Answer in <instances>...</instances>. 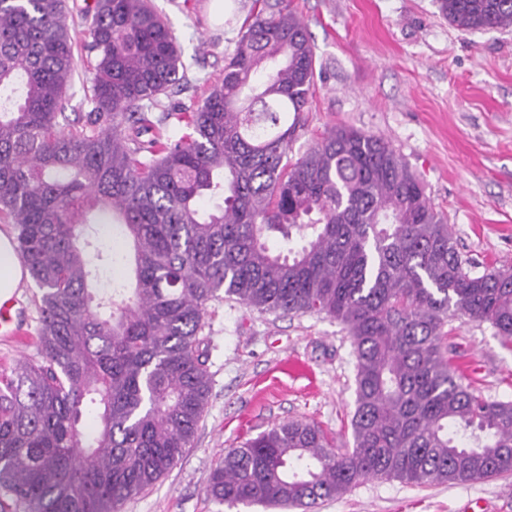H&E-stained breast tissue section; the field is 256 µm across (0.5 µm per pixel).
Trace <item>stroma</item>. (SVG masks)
<instances>
[{"label": "stroma", "instance_id": "stroma-1", "mask_svg": "<svg viewBox=\"0 0 512 512\" xmlns=\"http://www.w3.org/2000/svg\"><path fill=\"white\" fill-rule=\"evenodd\" d=\"M171 26L190 85L176 104L201 103L234 53L251 0H231L224 25L211 0H153ZM316 46L315 90L302 152L348 126L388 141L424 182L460 250L479 267L512 264V27L464 32L438 0H292ZM444 352L483 395L512 401V348L465 317L446 327ZM212 389L193 448L121 512H265L207 492L225 450L272 425H318L352 445L355 357L346 330L315 315L261 313L211 302L203 331ZM512 512V475L466 485L360 482L315 512Z\"/></svg>", "mask_w": 512, "mask_h": 512}]
</instances>
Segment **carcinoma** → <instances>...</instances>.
Returning a JSON list of instances; mask_svg holds the SVG:
<instances>
[{"mask_svg": "<svg viewBox=\"0 0 512 512\" xmlns=\"http://www.w3.org/2000/svg\"><path fill=\"white\" fill-rule=\"evenodd\" d=\"M439 10L462 30L512 26V0ZM66 13L0 0V212L38 288L41 355L0 374V488L25 512H120L152 489L194 445L211 392L201 333L223 299L339 321L355 412L342 453L302 420L225 451L215 500L312 508L367 479L512 474V402L464 383L442 351L459 316L512 343V266L475 272L379 137L337 127L290 156L316 76L290 5L253 0L223 78L190 107L162 100L187 79L151 0L85 3V113L66 112ZM108 251L107 296L90 284Z\"/></svg>", "mask_w": 512, "mask_h": 512, "instance_id": "carcinoma-1", "label": "carcinoma"}]
</instances>
